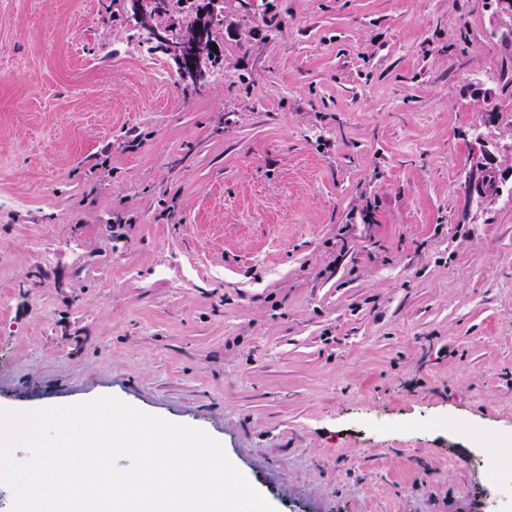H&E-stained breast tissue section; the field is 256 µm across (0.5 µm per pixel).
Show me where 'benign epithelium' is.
<instances>
[{
    "instance_id": "1",
    "label": "benign epithelium",
    "mask_w": 512,
    "mask_h": 512,
    "mask_svg": "<svg viewBox=\"0 0 512 512\" xmlns=\"http://www.w3.org/2000/svg\"><path fill=\"white\" fill-rule=\"evenodd\" d=\"M224 4L226 0H196L193 22L175 35L167 28L153 25V20L170 13L164 0H127L126 7L143 25L153 28V36L179 69L182 80L193 86H203L207 83V72L201 66V60L212 52L217 30L215 18L224 13Z\"/></svg>"
}]
</instances>
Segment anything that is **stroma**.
Returning a JSON list of instances; mask_svg holds the SVG:
<instances>
[{
    "label": "stroma",
    "instance_id": "stroma-1",
    "mask_svg": "<svg viewBox=\"0 0 512 512\" xmlns=\"http://www.w3.org/2000/svg\"><path fill=\"white\" fill-rule=\"evenodd\" d=\"M253 4L194 88L125 0H0V407L203 429L276 512H512L441 424L512 432V15Z\"/></svg>",
    "mask_w": 512,
    "mask_h": 512
}]
</instances>
